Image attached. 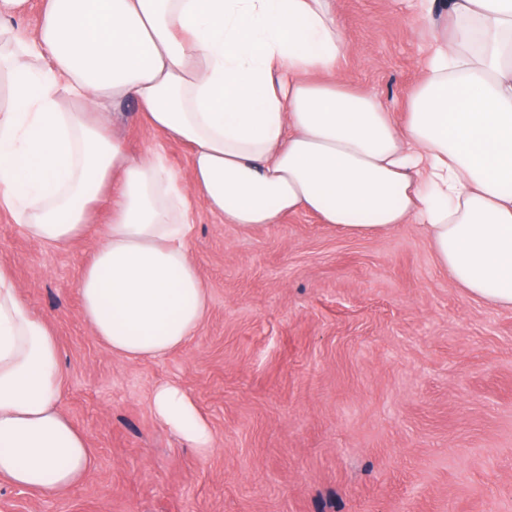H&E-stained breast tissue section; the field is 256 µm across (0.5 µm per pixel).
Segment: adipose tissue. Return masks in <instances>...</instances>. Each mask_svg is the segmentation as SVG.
<instances>
[{
    "instance_id": "1",
    "label": "adipose tissue",
    "mask_w": 512,
    "mask_h": 512,
    "mask_svg": "<svg viewBox=\"0 0 512 512\" xmlns=\"http://www.w3.org/2000/svg\"><path fill=\"white\" fill-rule=\"evenodd\" d=\"M332 0H47L32 35L0 0V210L36 240H93L82 316L113 355L157 359L200 328L207 292L191 199L262 231L307 212L353 236L418 225L473 298L512 311V0H450L397 125L338 70ZM135 102L191 148L189 177L130 155L111 108ZM111 221L94 233L96 208ZM54 334L0 262V478L43 495L87 474L88 438L59 409ZM156 419L199 452L214 433L178 384Z\"/></svg>"
}]
</instances>
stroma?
<instances>
[{
    "label": "stroma",
    "instance_id": "35a3bbf8",
    "mask_svg": "<svg viewBox=\"0 0 512 512\" xmlns=\"http://www.w3.org/2000/svg\"><path fill=\"white\" fill-rule=\"evenodd\" d=\"M425 1L445 28L448 0H333L340 80L399 122L428 61V30L411 23ZM134 110L116 116L129 152L160 148L187 174L188 147ZM191 210L207 313L142 361L109 353L82 318L91 241L47 246L0 215V261L60 345L59 408L93 457L60 495L0 480V512H512V312L459 288L413 224L350 236L301 213L245 232L200 200ZM165 382L207 416L209 454L155 418Z\"/></svg>",
    "mask_w": 512,
    "mask_h": 512
}]
</instances>
